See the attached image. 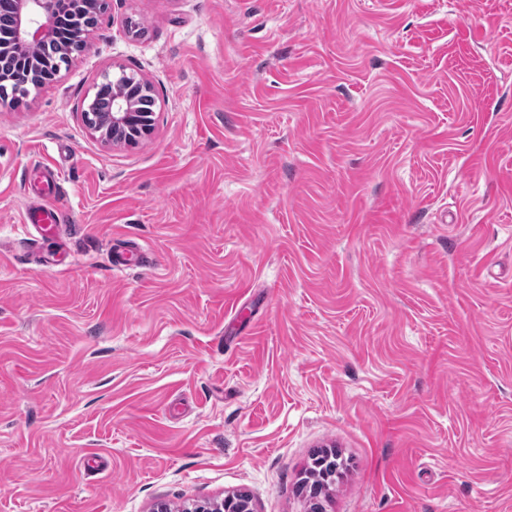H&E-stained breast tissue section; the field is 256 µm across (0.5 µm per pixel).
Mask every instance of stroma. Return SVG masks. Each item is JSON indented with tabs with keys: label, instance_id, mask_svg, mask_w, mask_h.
<instances>
[{
	"label": "stroma",
	"instance_id": "obj_1",
	"mask_svg": "<svg viewBox=\"0 0 512 512\" xmlns=\"http://www.w3.org/2000/svg\"><path fill=\"white\" fill-rule=\"evenodd\" d=\"M332 447L325 512H512V0H108L0 105V512H307ZM126 75L122 71L113 74L112 81V110H110L111 91L101 89L94 98L95 107L90 113L82 111L84 121L91 132L105 145L134 146L149 136L153 130L154 110L153 97L140 95L152 94V84L147 79L135 78L138 82V94L133 95L117 76ZM138 104V106H137ZM137 109V112H134ZM103 112V113H98ZM151 112V113H147ZM93 118L87 121V116ZM59 182V174L53 172H43L44 190L29 205L27 212L30 219L36 224H31L42 231L41 239L45 234L52 232L58 224L62 223L60 212L52 205L51 196L55 194ZM314 459V463L321 467L317 468V476L309 485V497L311 503L309 512H323L318 498L323 494L326 486L331 483L336 474H338V468L336 460L329 458L328 455H325L324 451L319 452L317 457ZM240 498L247 499L242 501L237 498L235 494H228L220 502L208 501L206 504H194L192 507H188L183 512H253V506L251 500L248 499L249 495L240 492Z\"/></svg>",
	"mask_w": 512,
	"mask_h": 512
}]
</instances>
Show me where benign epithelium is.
I'll use <instances>...</instances> for the list:
<instances>
[{
	"instance_id": "obj_1",
	"label": "benign epithelium",
	"mask_w": 512,
	"mask_h": 512,
	"mask_svg": "<svg viewBox=\"0 0 512 512\" xmlns=\"http://www.w3.org/2000/svg\"><path fill=\"white\" fill-rule=\"evenodd\" d=\"M14 14L15 24L3 34L19 51H32L36 46L54 36L53 6L56 0H6ZM138 94L133 95L119 80L112 81V110L85 112L92 116L87 122L91 132L105 145L134 146L149 136L153 130L152 114L136 111L138 96L152 93L150 81L139 78ZM183 512H253L251 500L242 501L228 494L219 502L194 504Z\"/></svg>"
}]
</instances>
